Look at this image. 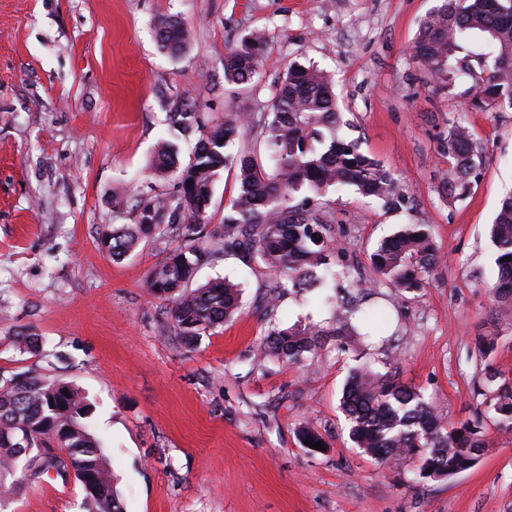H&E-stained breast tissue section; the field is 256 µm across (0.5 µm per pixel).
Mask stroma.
Here are the masks:
<instances>
[{"label": "stroma", "mask_w": 512, "mask_h": 512, "mask_svg": "<svg viewBox=\"0 0 512 512\" xmlns=\"http://www.w3.org/2000/svg\"><path fill=\"white\" fill-rule=\"evenodd\" d=\"M435 0H0V374L34 373L78 387L92 411L124 512H512V432L488 426L478 464L416 482L354 448L338 409L351 367H398L444 422L474 418L486 364L512 377V302H495L490 226L512 192V109L476 110L472 80L442 87L410 56ZM190 28L172 58L156 18ZM266 37L254 83L224 81L226 46ZM336 81L341 131L394 172L395 208L354 188L329 190L327 216L353 279L370 283L383 316L360 325L345 351L327 344L300 366L256 357L272 329L327 318L309 294L270 304L274 271L217 255L195 277L240 285L241 311L185 346L167 301L146 288L175 248L148 239L115 260L103 231L120 223L115 194L165 195L151 158L173 101L212 117L266 113L289 64ZM461 121L483 148L469 192L439 190L444 140ZM430 225L440 261L420 288L399 292L373 268L380 242ZM33 332L37 350L16 338ZM488 332L498 349L483 358ZM309 426L328 443L303 448ZM76 480L24 481L8 512H83Z\"/></svg>", "instance_id": "1"}]
</instances>
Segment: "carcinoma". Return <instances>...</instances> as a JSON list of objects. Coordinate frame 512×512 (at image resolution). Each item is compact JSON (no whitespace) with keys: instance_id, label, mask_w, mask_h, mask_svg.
<instances>
[{"instance_id":"obj_1","label":"carcinoma","mask_w":512,"mask_h":512,"mask_svg":"<svg viewBox=\"0 0 512 512\" xmlns=\"http://www.w3.org/2000/svg\"><path fill=\"white\" fill-rule=\"evenodd\" d=\"M160 47L170 56L185 52L189 30L170 16L154 22ZM480 34L494 48L492 64L477 60L454 67L451 60L459 41ZM266 40L252 31L224 53V81L253 82L264 64ZM414 58L431 74L452 84L461 75L476 85L471 105L512 107V0H439L422 22L413 47ZM336 83L324 70L292 64L278 83L272 111L254 118L226 112L207 120L187 100L174 103L169 134L197 132L194 151L180 159L173 141H159L151 170L159 180L174 178L169 197L138 199L127 211L128 223L112 225L101 246L114 260L130 256L143 239L173 238L178 246L148 274L152 295L172 303L169 314L181 339L191 344L201 333L230 321L240 306V290L226 279H215L192 290L199 268L218 253H234L261 261L279 272L270 300L285 290L312 291L318 303L336 306L330 320L276 328L259 345L260 352L287 365L331 342L356 335L357 322L377 318L365 303L367 293L356 281L357 295L334 300L322 293L339 278L349 276L335 261L330 225L311 207V200L330 188L353 187L362 197L392 208L404 200L399 179L376 160L359 152L357 144L338 136L343 124ZM254 123L262 137L251 148H229ZM274 160L273 171L263 167L259 150ZM448 173L441 177L443 192L464 194L481 157L482 148L468 127L451 124L444 145ZM231 167L238 182L221 229L200 234L207 223L213 189L220 171ZM305 192L299 202L295 194ZM496 249L498 277L490 291L498 301L512 302V194L504 197L490 231ZM511 261L505 262L503 258ZM374 269L398 291L420 286L439 258L427 224H407L382 242L371 256ZM482 414L501 431H512V383L487 366ZM340 408L351 441L382 464L406 463L418 482L449 479L473 468L489 440L483 420L445 423L415 387L402 382L397 371H377L367 364L352 369ZM90 404L77 389L29 373L0 376V512L10 503L22 478L39 479L49 472L65 481L88 476L97 494L86 495L87 512H124L113 486L107 460L95 435L82 422Z\"/></svg>"}]
</instances>
